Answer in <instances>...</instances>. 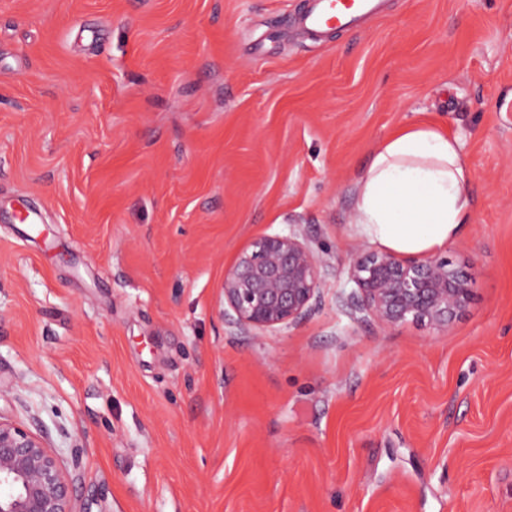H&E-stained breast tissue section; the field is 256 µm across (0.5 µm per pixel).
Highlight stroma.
I'll return each instance as SVG.
<instances>
[{
  "mask_svg": "<svg viewBox=\"0 0 512 512\" xmlns=\"http://www.w3.org/2000/svg\"><path fill=\"white\" fill-rule=\"evenodd\" d=\"M0 0V417L91 512H512V0ZM462 144L449 330L385 326L350 269L398 130ZM304 238L320 297L257 336L221 285ZM382 0H310L299 26L307 34H320L333 28L357 30L361 23L377 16Z\"/></svg>",
  "mask_w": 512,
  "mask_h": 512,
  "instance_id": "obj_1",
  "label": "stroma"
}]
</instances>
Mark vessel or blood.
I'll list each match as a JSON object with an SVG mask.
<instances>
[{
  "instance_id": "obj_1",
  "label": "vessel or blood",
  "mask_w": 512,
  "mask_h": 512,
  "mask_svg": "<svg viewBox=\"0 0 512 512\" xmlns=\"http://www.w3.org/2000/svg\"><path fill=\"white\" fill-rule=\"evenodd\" d=\"M380 11L381 0H310L299 26L308 34H320L333 28L354 31Z\"/></svg>"
}]
</instances>
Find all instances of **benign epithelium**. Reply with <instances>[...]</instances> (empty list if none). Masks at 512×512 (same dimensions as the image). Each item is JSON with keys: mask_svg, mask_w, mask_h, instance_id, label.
<instances>
[{"mask_svg": "<svg viewBox=\"0 0 512 512\" xmlns=\"http://www.w3.org/2000/svg\"><path fill=\"white\" fill-rule=\"evenodd\" d=\"M357 302L395 325L413 318L446 330L470 300L469 279L444 257L401 259L388 251L357 256ZM322 285V260L299 236L266 235L224 271V302L257 333L301 318ZM79 475L66 471L46 436L0 417V512H90L77 503Z\"/></svg>", "mask_w": 512, "mask_h": 512, "instance_id": "7a95c632", "label": "benign epithelium"}]
</instances>
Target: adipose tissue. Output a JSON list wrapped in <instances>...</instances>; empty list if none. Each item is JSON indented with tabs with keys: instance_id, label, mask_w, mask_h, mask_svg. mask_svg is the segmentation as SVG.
<instances>
[{
	"instance_id": "ef3b65f1",
	"label": "adipose tissue",
	"mask_w": 512,
	"mask_h": 512,
	"mask_svg": "<svg viewBox=\"0 0 512 512\" xmlns=\"http://www.w3.org/2000/svg\"><path fill=\"white\" fill-rule=\"evenodd\" d=\"M469 181L455 136L431 123L404 128L378 144L356 182L358 231L397 254L443 250L471 215Z\"/></svg>"
}]
</instances>
